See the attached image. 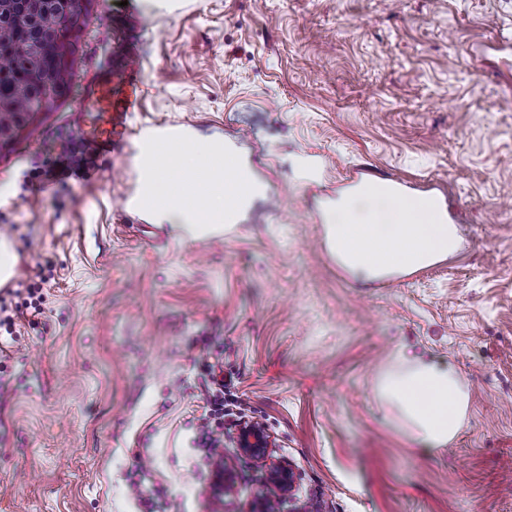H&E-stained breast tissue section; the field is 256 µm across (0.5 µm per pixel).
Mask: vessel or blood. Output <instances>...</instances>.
Segmentation results:
<instances>
[{
  "mask_svg": "<svg viewBox=\"0 0 512 512\" xmlns=\"http://www.w3.org/2000/svg\"><path fill=\"white\" fill-rule=\"evenodd\" d=\"M141 84L138 53L131 46L122 54L119 72L102 66L88 74L74 125L88 152L109 160L123 151L132 134L128 120L140 105ZM370 183L391 186L402 198L408 194L406 182L371 167L353 169L343 186L355 190Z\"/></svg>",
  "mask_w": 512,
  "mask_h": 512,
  "instance_id": "b4317fda",
  "label": "vessel or blood"
}]
</instances>
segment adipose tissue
I'll return each mask as SVG.
<instances>
[{
  "label": "adipose tissue",
  "instance_id": "ef3b65f1",
  "mask_svg": "<svg viewBox=\"0 0 512 512\" xmlns=\"http://www.w3.org/2000/svg\"><path fill=\"white\" fill-rule=\"evenodd\" d=\"M437 211L430 198L407 203L371 191L361 201L338 203L327 239L351 272L370 277L411 272L457 249L452 225L439 222ZM392 358L377 378L376 397L396 412L409 437L435 449L447 447L464 424L469 401L458 377L399 350Z\"/></svg>",
  "mask_w": 512,
  "mask_h": 512
}]
</instances>
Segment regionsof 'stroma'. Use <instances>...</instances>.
<instances>
[{"instance_id": "35a3bbf8", "label": "stroma", "mask_w": 512, "mask_h": 512, "mask_svg": "<svg viewBox=\"0 0 512 512\" xmlns=\"http://www.w3.org/2000/svg\"><path fill=\"white\" fill-rule=\"evenodd\" d=\"M134 130L233 145L265 183L221 237L125 223L137 140L55 193L88 68L115 65L119 0H91L69 94L0 149V512H214L201 395L264 423L320 512H512V0H132ZM435 185L462 248L393 282L325 242L349 168ZM40 289V310L25 308ZM455 373L470 404L444 449L374 395L395 349Z\"/></svg>"}]
</instances>
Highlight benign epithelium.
I'll list each match as a JSON object with an SVG mask.
<instances>
[{"label": "benign epithelium", "mask_w": 512, "mask_h": 512, "mask_svg": "<svg viewBox=\"0 0 512 512\" xmlns=\"http://www.w3.org/2000/svg\"><path fill=\"white\" fill-rule=\"evenodd\" d=\"M233 454L224 456L216 476V493L229 504L236 494L237 469L235 461L245 458L253 461L263 471L261 488L253 506L254 512H269V504H282L295 494V475L292 468L275 459L271 448L275 441L266 426L255 419H243L238 422L236 432L230 437Z\"/></svg>", "instance_id": "obj_1"}]
</instances>
